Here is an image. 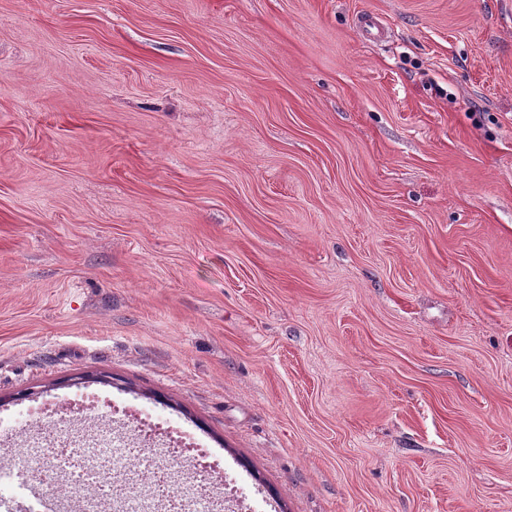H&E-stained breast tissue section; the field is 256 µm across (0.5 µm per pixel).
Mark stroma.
<instances>
[{"mask_svg": "<svg viewBox=\"0 0 512 512\" xmlns=\"http://www.w3.org/2000/svg\"><path fill=\"white\" fill-rule=\"evenodd\" d=\"M100 373L277 512H512V0H0V412Z\"/></svg>", "mask_w": 512, "mask_h": 512, "instance_id": "obj_1", "label": "stroma"}]
</instances>
